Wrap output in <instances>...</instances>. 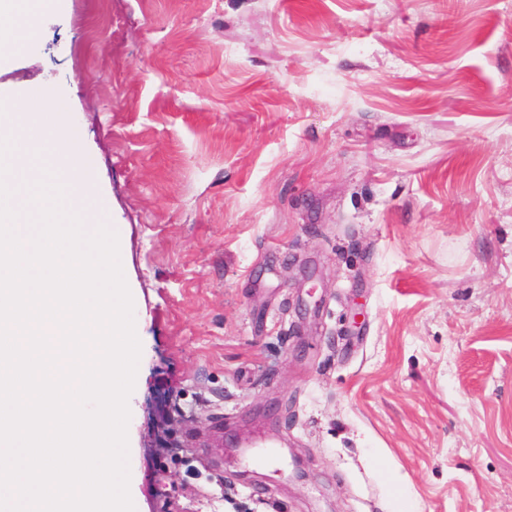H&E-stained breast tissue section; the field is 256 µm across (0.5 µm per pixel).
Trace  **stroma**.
Listing matches in <instances>:
<instances>
[{
  "label": "stroma",
  "instance_id": "obj_1",
  "mask_svg": "<svg viewBox=\"0 0 512 512\" xmlns=\"http://www.w3.org/2000/svg\"><path fill=\"white\" fill-rule=\"evenodd\" d=\"M142 354L130 495L512 512V0H58Z\"/></svg>",
  "mask_w": 512,
  "mask_h": 512
}]
</instances>
